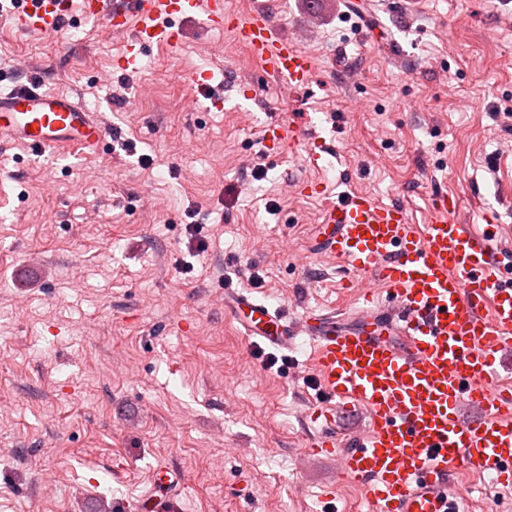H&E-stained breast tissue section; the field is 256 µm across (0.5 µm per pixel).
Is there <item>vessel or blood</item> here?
Instances as JSON below:
<instances>
[{
	"label": "vessel or blood",
	"instance_id": "b4317fda",
	"mask_svg": "<svg viewBox=\"0 0 512 512\" xmlns=\"http://www.w3.org/2000/svg\"><path fill=\"white\" fill-rule=\"evenodd\" d=\"M84 13L126 35L119 69L137 68L145 48L177 46L180 19L230 32L282 85L307 84L315 58L277 35L266 12L240 16L224 0H81ZM70 0H26L16 26L57 35ZM112 134L97 113L36 84L0 93V143L43 152L97 150ZM300 134L285 122L265 126L266 153L282 154ZM456 199L436 194L425 223L403 206L364 193L323 206L324 247L355 273L372 278L391 302L366 301L354 323L309 311L300 324L329 399L357 409L365 429L344 449L327 432L319 448L338 451L339 471L365 487L369 512H467L451 487L464 464L512 484V387L496 372L512 358V269L497 260L503 228L474 229L455 217ZM224 311L247 338L291 349L286 314L248 292L225 288ZM479 409L472 419L467 409Z\"/></svg>",
	"mask_w": 512,
	"mask_h": 512
}]
</instances>
